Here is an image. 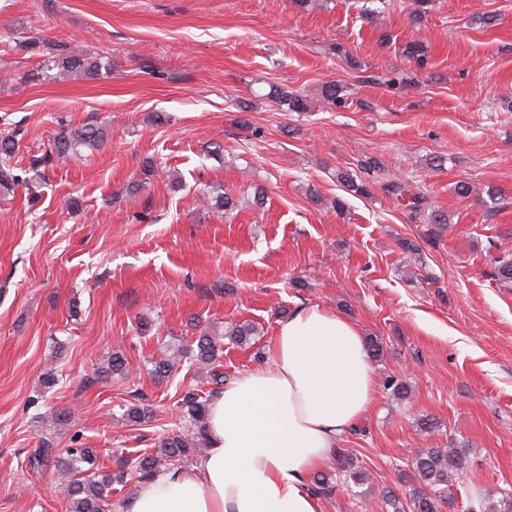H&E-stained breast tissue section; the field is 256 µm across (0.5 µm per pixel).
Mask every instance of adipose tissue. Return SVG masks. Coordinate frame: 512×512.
<instances>
[{
    "mask_svg": "<svg viewBox=\"0 0 512 512\" xmlns=\"http://www.w3.org/2000/svg\"><path fill=\"white\" fill-rule=\"evenodd\" d=\"M377 387L360 328L298 307L278 321L270 360L211 396L205 452L155 473L125 512H321L307 482L370 411Z\"/></svg>",
    "mask_w": 512,
    "mask_h": 512,
    "instance_id": "ef3b65f1",
    "label": "adipose tissue"
}]
</instances>
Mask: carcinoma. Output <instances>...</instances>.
Here are the masks:
<instances>
[{
  "label": "carcinoma",
  "instance_id": "obj_1",
  "mask_svg": "<svg viewBox=\"0 0 512 512\" xmlns=\"http://www.w3.org/2000/svg\"><path fill=\"white\" fill-rule=\"evenodd\" d=\"M46 68L56 71V78L64 80L73 75L85 79L101 76V70L108 69L102 59L84 56L81 53L64 49L47 58ZM321 97L325 104L341 107L345 98L341 95V87L334 82L323 85ZM277 106L288 112H305L308 110L304 96L289 92L282 87L273 86L267 94ZM108 137L107 129L91 123L76 128L62 127L50 143L49 150L33 160L35 165H45L51 161L52 154L59 156L78 155L88 147L102 145ZM17 150L15 136L6 135L0 138V194L14 192L20 183V175L15 172L12 159ZM377 161L369 158L360 164L359 172L350 169L336 170L337 182L347 191L357 195L370 192V183L366 178L376 168ZM381 189L398 203L406 204L410 213L417 217L425 213L423 197L410 194L407 184L392 181L381 185ZM204 205L211 209L232 211L238 201L231 196L203 195ZM495 274L498 281L505 285L512 284V254L505 251L495 259ZM260 329L252 323L231 324L224 330H204L194 341L186 344L174 358L181 361L190 359L200 365H214L224 352V341L238 346L250 344ZM178 409L184 421L192 427V435L173 433L162 438L158 448L124 457L117 463V469L107 472L97 464V452L81 444L59 449L53 442L54 429L60 419H53L41 439V447L34 449L29 458V466L33 469L51 463L59 479L65 483L67 491V512H122L125 500L112 499V485L125 484L131 477L143 482L156 472L171 466L192 463L208 448L207 437V399L193 390H188L179 399ZM151 409L144 403H131L123 411L122 420L131 425L141 424L150 418ZM412 480L408 498L401 500L397 494L389 491L384 496L385 506L392 512H443V507L452 506L447 495L448 486L458 479L465 468V458L460 448L452 445L446 448H417L409 458ZM336 474L356 484L367 481L365 472L358 469L353 461L338 459ZM466 512H512V493L497 495L491 491L470 493Z\"/></svg>",
  "mask_w": 512,
  "mask_h": 512
}]
</instances>
